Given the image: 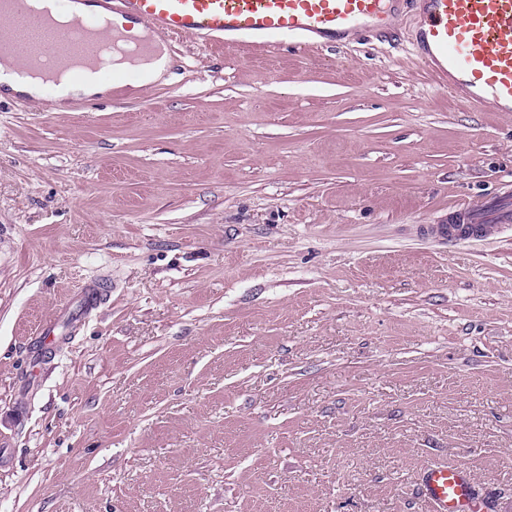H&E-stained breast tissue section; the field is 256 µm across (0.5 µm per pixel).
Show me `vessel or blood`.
Returning <instances> with one entry per match:
<instances>
[{
  "label": "vessel or blood",
  "instance_id": "obj_1",
  "mask_svg": "<svg viewBox=\"0 0 512 512\" xmlns=\"http://www.w3.org/2000/svg\"><path fill=\"white\" fill-rule=\"evenodd\" d=\"M410 11L418 18L414 52L440 88L463 94L477 111L512 112V0H44L37 12L26 11L23 0H0V57H16L19 79L59 74L92 78L116 93L142 91L136 68L102 65V41L132 44L134 56L148 61L183 37L240 47L259 39L304 51L387 33ZM450 219L512 224V186ZM421 494L430 512H475L461 467L425 465Z\"/></svg>",
  "mask_w": 512,
  "mask_h": 512
}]
</instances>
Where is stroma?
Returning a JSON list of instances; mask_svg holds the SVG:
<instances>
[{"instance_id": "stroma-1", "label": "stroma", "mask_w": 512, "mask_h": 512, "mask_svg": "<svg viewBox=\"0 0 512 512\" xmlns=\"http://www.w3.org/2000/svg\"><path fill=\"white\" fill-rule=\"evenodd\" d=\"M416 27L0 98V512H429L426 463L512 512V225L427 230L512 183V112Z\"/></svg>"}]
</instances>
